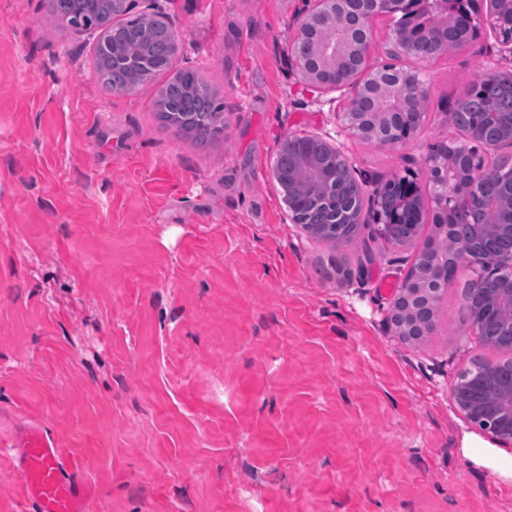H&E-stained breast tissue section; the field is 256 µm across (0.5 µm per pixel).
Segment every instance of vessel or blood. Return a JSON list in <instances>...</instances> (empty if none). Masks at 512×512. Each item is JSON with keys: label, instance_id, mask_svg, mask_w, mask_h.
I'll list each match as a JSON object with an SVG mask.
<instances>
[{"label": "vessel or blood", "instance_id": "1", "mask_svg": "<svg viewBox=\"0 0 512 512\" xmlns=\"http://www.w3.org/2000/svg\"><path fill=\"white\" fill-rule=\"evenodd\" d=\"M17 469L31 512H90V498L79 478L66 473L58 442L41 429L17 434Z\"/></svg>", "mask_w": 512, "mask_h": 512}]
</instances>
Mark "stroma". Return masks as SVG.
<instances>
[{"label":"stroma","instance_id":"1","mask_svg":"<svg viewBox=\"0 0 512 512\" xmlns=\"http://www.w3.org/2000/svg\"><path fill=\"white\" fill-rule=\"evenodd\" d=\"M306 0H167L178 51L224 104L218 140L162 126L157 91H104L96 40L44 0H0V431L69 449L91 512H512V483L462 448L480 433L452 389L506 353L447 288L436 330L388 315L415 247L374 256L291 223L271 176L291 135L339 145L365 194L420 175L459 140L446 113L503 65L478 32L429 63L401 149L354 137L341 91L304 90L292 58Z\"/></svg>","mask_w":512,"mask_h":512}]
</instances>
